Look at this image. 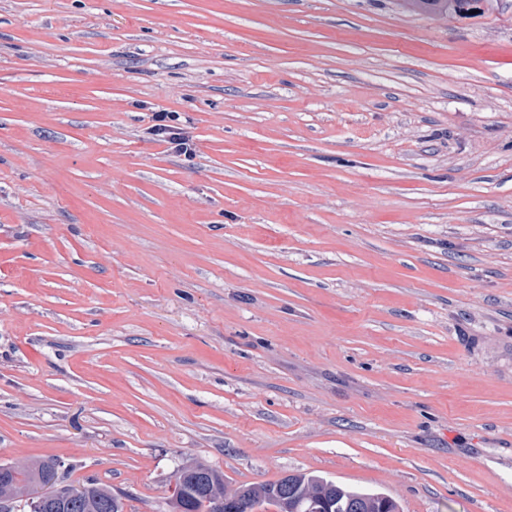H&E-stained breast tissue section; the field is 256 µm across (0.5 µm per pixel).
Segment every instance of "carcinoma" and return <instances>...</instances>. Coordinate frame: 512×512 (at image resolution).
Segmentation results:
<instances>
[{
    "label": "carcinoma",
    "instance_id": "obj_1",
    "mask_svg": "<svg viewBox=\"0 0 512 512\" xmlns=\"http://www.w3.org/2000/svg\"><path fill=\"white\" fill-rule=\"evenodd\" d=\"M493 0H399L408 13H430L453 17L482 6ZM170 497L171 512H216V504L225 500L247 497L276 507L289 508L302 504L330 505L332 512H382L373 494L330 481L312 473L293 475L288 489L282 482L242 485L229 492L224 487V476L204 463L196 462L180 471ZM58 481L55 464L43 460H31L17 467L0 465V501L20 498L30 488ZM46 512H123L122 499L112 493V488L90 482L83 486L82 496L75 500H59Z\"/></svg>",
    "mask_w": 512,
    "mask_h": 512
}]
</instances>
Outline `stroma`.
Returning <instances> with one entry per match:
<instances>
[{
    "instance_id": "stroma-1",
    "label": "stroma",
    "mask_w": 512,
    "mask_h": 512,
    "mask_svg": "<svg viewBox=\"0 0 512 512\" xmlns=\"http://www.w3.org/2000/svg\"><path fill=\"white\" fill-rule=\"evenodd\" d=\"M32 459L125 512L195 461L512 512V0H0V464ZM491 2L493 0H399L405 12L430 13L445 17L469 13V9L481 12L482 7L479 5L484 4L486 7ZM151 120V135L169 144L170 149L179 155L190 158L195 154L193 138L179 123V113L158 108L153 110Z\"/></svg>"
}]
</instances>
